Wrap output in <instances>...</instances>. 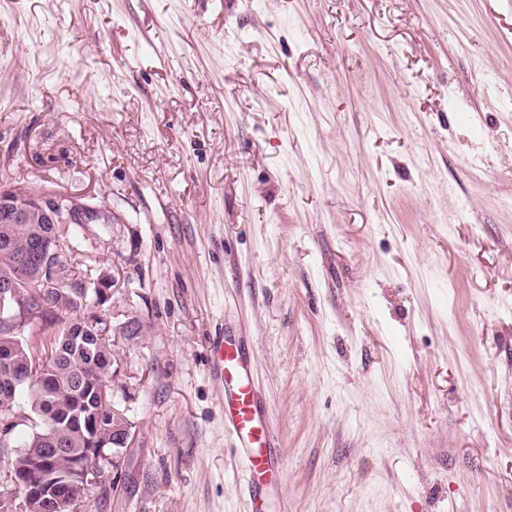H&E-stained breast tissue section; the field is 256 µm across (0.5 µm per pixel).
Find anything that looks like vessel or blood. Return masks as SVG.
I'll return each instance as SVG.
<instances>
[{
  "label": "vessel or blood",
  "mask_w": 512,
  "mask_h": 512,
  "mask_svg": "<svg viewBox=\"0 0 512 512\" xmlns=\"http://www.w3.org/2000/svg\"><path fill=\"white\" fill-rule=\"evenodd\" d=\"M254 352L243 336L221 332L209 342L208 369L221 387L224 430L244 465L249 512H267L265 494L281 476L277 443L253 378Z\"/></svg>",
  "instance_id": "1"
}]
</instances>
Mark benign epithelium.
<instances>
[{
	"instance_id": "7a95c632",
	"label": "benign epithelium",
	"mask_w": 512,
	"mask_h": 512,
	"mask_svg": "<svg viewBox=\"0 0 512 512\" xmlns=\"http://www.w3.org/2000/svg\"><path fill=\"white\" fill-rule=\"evenodd\" d=\"M97 213L96 208L75 204L61 195L20 188L12 193H0L1 224H86ZM23 262L38 271L39 280L49 290L66 278L67 266L60 250L50 252L36 243ZM33 313L35 310L31 309L18 278L0 277V326L19 333L26 325L27 316ZM65 334L73 344L83 347L95 336L88 319L67 324ZM46 364L41 350L33 352L22 369L21 381L32 389L42 388ZM83 419L90 447L75 453L67 448L63 435L54 436L53 451L68 458V463L60 469L40 470V461L46 455L44 448H27L17 455L9 477L22 501L17 504L13 495L3 493L0 512H84L86 491L99 478L83 456L100 457L105 455V449L113 446L112 464L121 462L131 447V428L117 415L109 417L99 408L83 413Z\"/></svg>"
}]
</instances>
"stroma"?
Listing matches in <instances>:
<instances>
[{
    "label": "stroma",
    "instance_id": "1",
    "mask_svg": "<svg viewBox=\"0 0 512 512\" xmlns=\"http://www.w3.org/2000/svg\"><path fill=\"white\" fill-rule=\"evenodd\" d=\"M0 186L112 218L56 227L132 425L92 512H248L228 323L288 512H512L505 0H0ZM208 349V369L222 392L224 430L248 473L249 512H268L265 494L279 480L281 465L268 412L252 378L254 351L247 336L229 335L225 326L224 332L212 337Z\"/></svg>",
    "mask_w": 512,
    "mask_h": 512
}]
</instances>
